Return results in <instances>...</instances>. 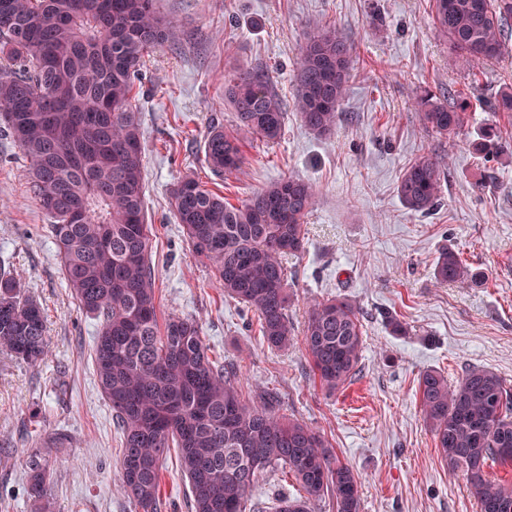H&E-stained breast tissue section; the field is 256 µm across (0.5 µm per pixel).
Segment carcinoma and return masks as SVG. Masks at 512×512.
I'll return each mask as SVG.
<instances>
[{
  "mask_svg": "<svg viewBox=\"0 0 512 512\" xmlns=\"http://www.w3.org/2000/svg\"><path fill=\"white\" fill-rule=\"evenodd\" d=\"M155 0H0V115L26 154L35 197L50 218L64 277L83 310L100 322L94 347L99 387L121 434L123 494L137 512H161V467L176 449L191 512H246L250 489L269 469H286L303 495L273 512H312L329 496L335 512H360L358 481L313 428L280 413L277 392L242 397L238 367L215 364L198 323L172 316L161 324L149 263L142 134L135 87L145 57L179 41L177 25ZM434 24L455 59L477 74L509 37L512 0H431ZM354 66L351 45L334 26L317 25L299 47L296 111L317 136L331 134ZM236 129L204 138V162L222 177L242 169L246 136L281 137L288 118L265 71L238 67L224 81ZM467 107L429 90L417 102L424 128L452 134ZM445 164L426 153L397 187L407 209L438 205ZM315 185L300 177L272 182L233 206L195 177L172 192L174 215L192 253L204 257L224 294L255 311L267 347L296 336L288 318V257L305 249V218ZM440 284L480 274L452 247L435 266ZM301 345L313 379L328 392L355 376L363 325L345 297L314 304ZM0 349L36 365L48 355L40 304L0 268ZM417 396L441 458L473 489L480 512H512V388L495 372L471 367L454 385L421 373ZM30 497L49 508L40 453L30 455Z\"/></svg>",
  "mask_w": 512,
  "mask_h": 512,
  "instance_id": "1",
  "label": "carcinoma"
}]
</instances>
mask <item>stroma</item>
Segmentation results:
<instances>
[{
	"mask_svg": "<svg viewBox=\"0 0 512 512\" xmlns=\"http://www.w3.org/2000/svg\"><path fill=\"white\" fill-rule=\"evenodd\" d=\"M157 8L180 30L178 46L147 57L136 104L159 318L195 319L213 359L239 364L244 399L259 387L276 390L283 413L318 431L353 468L362 512H478L463 476L442 461L416 390L424 371L453 384L471 367L512 385V117L490 109L512 87V41L484 65L474 90L434 28L430 0H157ZM321 23L336 26L356 57L327 139L292 109L299 46ZM238 64L262 67L290 111L279 141L247 140L242 171L218 179L203 162V139L234 122L224 76ZM425 89L462 93L469 107L460 130L442 137L421 127L415 101ZM489 126L506 145L493 158L480 148ZM427 152L448 169L437 208L423 216L404 207L397 187ZM28 168L0 122V260L44 308L49 342L37 366L0 351V512H33L29 457L51 434L69 444L42 457L50 512H135L120 489V432L92 363L98 323L66 286ZM189 174L234 205L288 176L316 185L306 249L291 262L288 313L300 331L317 301L341 295L362 312L360 371L342 390L314 382L301 344L268 348L257 314L216 288L208 262L191 254L171 206ZM444 246L482 281L437 284ZM392 315L408 335L389 333ZM161 490L162 512H190L176 456L163 466ZM297 493L293 478L270 470L247 508L270 512L277 498Z\"/></svg>",
	"mask_w": 512,
	"mask_h": 512,
	"instance_id": "35a3bbf8",
	"label": "stroma"
}]
</instances>
